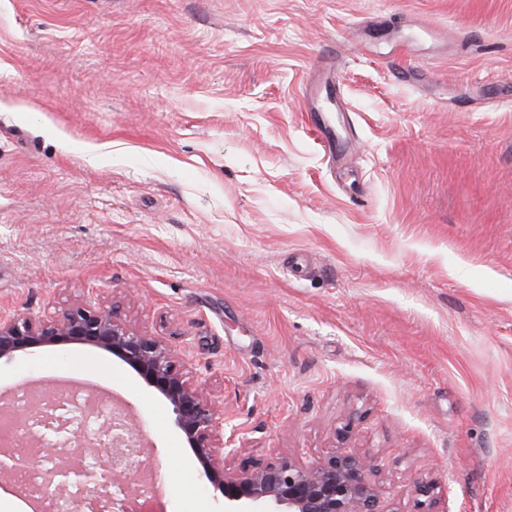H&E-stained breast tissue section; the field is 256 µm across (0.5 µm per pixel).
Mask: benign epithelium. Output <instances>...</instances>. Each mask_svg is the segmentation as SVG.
<instances>
[{
  "instance_id": "benign-epithelium-1",
  "label": "benign epithelium",
  "mask_w": 512,
  "mask_h": 512,
  "mask_svg": "<svg viewBox=\"0 0 512 512\" xmlns=\"http://www.w3.org/2000/svg\"><path fill=\"white\" fill-rule=\"evenodd\" d=\"M80 344L112 354L132 367L165 399L175 415L187 447L191 448L205 480L224 496V512H385L383 490L366 474L364 458L336 454L306 461L294 453L270 463H253L226 471L218 464L222 455H236L234 435L224 436V411L205 385L193 380L157 336L141 333L124 322L113 305L87 301L38 320L0 317V360L35 355L62 345ZM138 455L116 472L110 462L93 468L64 467L49 475L43 490L48 501L58 499L59 486L78 483L103 490L137 471ZM425 512H449L448 502L434 497V485L417 482Z\"/></svg>"
}]
</instances>
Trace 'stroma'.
<instances>
[{"mask_svg":"<svg viewBox=\"0 0 512 512\" xmlns=\"http://www.w3.org/2000/svg\"><path fill=\"white\" fill-rule=\"evenodd\" d=\"M327 60L341 169L305 115ZM90 288L206 382L225 467L355 453L387 512L417 479L512 512V0H0V315ZM66 380L118 394L155 512H224L111 354L0 360V409Z\"/></svg>","mask_w":512,"mask_h":512,"instance_id":"1","label":"stroma"}]
</instances>
